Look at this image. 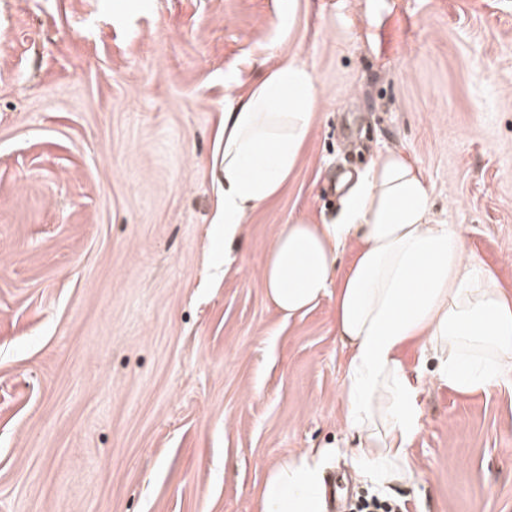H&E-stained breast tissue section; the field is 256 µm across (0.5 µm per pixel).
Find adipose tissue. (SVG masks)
Segmentation results:
<instances>
[{
	"mask_svg": "<svg viewBox=\"0 0 512 512\" xmlns=\"http://www.w3.org/2000/svg\"><path fill=\"white\" fill-rule=\"evenodd\" d=\"M321 101L314 71L288 59L224 109L223 186L217 220L225 240L246 215L279 194L295 170ZM358 248L345 270L339 253ZM268 300L298 315L336 298L346 350V429L371 482L414 481L407 447L422 426L414 344L432 376L459 391L488 390L512 375V290L481 269L461 225L436 224L420 171L400 153L377 155L345 197L338 223L283 225L260 270ZM326 449L271 467L255 490L256 512H327Z\"/></svg>",
	"mask_w": 512,
	"mask_h": 512,
	"instance_id": "obj_1",
	"label": "adipose tissue"
}]
</instances>
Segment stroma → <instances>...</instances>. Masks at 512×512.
<instances>
[{"instance_id":"1","label":"stroma","mask_w":512,"mask_h":512,"mask_svg":"<svg viewBox=\"0 0 512 512\" xmlns=\"http://www.w3.org/2000/svg\"><path fill=\"white\" fill-rule=\"evenodd\" d=\"M289 58L321 104L228 247L225 99ZM387 150L512 287V0H0V512H255L309 448L343 508L512 512V376L426 384L421 478L372 484L334 297L288 317L262 287L282 225L336 223Z\"/></svg>"}]
</instances>
